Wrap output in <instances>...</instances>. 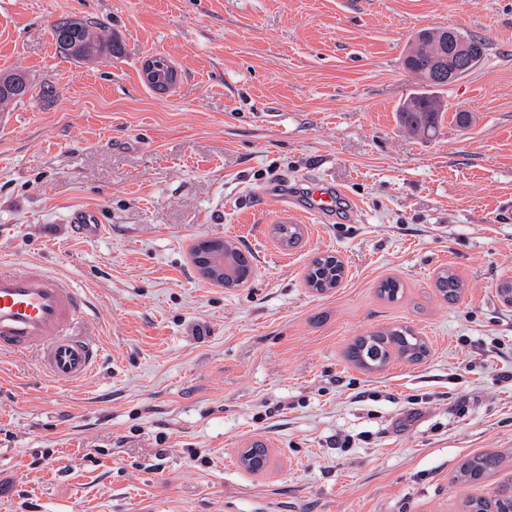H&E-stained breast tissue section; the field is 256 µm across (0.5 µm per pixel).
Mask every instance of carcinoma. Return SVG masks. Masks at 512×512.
Wrapping results in <instances>:
<instances>
[{"instance_id": "obj_1", "label": "carcinoma", "mask_w": 512, "mask_h": 512, "mask_svg": "<svg viewBox=\"0 0 512 512\" xmlns=\"http://www.w3.org/2000/svg\"><path fill=\"white\" fill-rule=\"evenodd\" d=\"M459 43L471 51L473 64H478L485 56L487 43L475 36L454 30ZM52 36L58 51L77 62L93 63L121 53V44L105 36L98 24L85 18L66 17L52 25ZM450 47L437 37L425 39L418 51L404 59L410 74L419 68L427 67L436 57L449 54ZM0 82L5 91H0V105L23 100L33 89L29 76L24 72L12 71L0 74ZM448 104L441 98L428 95H414L397 110V121L408 135L418 139H428L436 133ZM274 232L285 247L295 245L300 237L297 224H277ZM243 268V278L251 276V265L245 260L238 247L231 241H224V268ZM342 262L334 255H321L310 264L306 281L309 287L323 293L337 287L342 280ZM436 288L445 299H453L462 289L459 277L446 269L438 274ZM402 293L401 283L393 278L381 281L378 285L380 297L394 301ZM424 341L414 335L408 327H396L373 333L357 339L349 355L356 364L366 370L386 365L391 356L407 361H418L424 357ZM242 463L251 471H261L267 465V455L263 446L255 444L241 457ZM503 463L500 453H480L462 461L454 474L453 484L462 488L483 482L499 472ZM463 512H512V479L490 488L486 496L467 495L462 500Z\"/></svg>"}]
</instances>
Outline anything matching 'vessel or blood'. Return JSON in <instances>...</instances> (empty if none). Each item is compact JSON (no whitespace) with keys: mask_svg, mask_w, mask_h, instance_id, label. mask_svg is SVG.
I'll use <instances>...</instances> for the list:
<instances>
[{"mask_svg":"<svg viewBox=\"0 0 512 512\" xmlns=\"http://www.w3.org/2000/svg\"><path fill=\"white\" fill-rule=\"evenodd\" d=\"M323 184L303 193L300 214L335 211ZM90 300L66 278L31 265L0 262V355L30 353L49 378L78 383L97 367L101 347L87 322Z\"/></svg>","mask_w":512,"mask_h":512,"instance_id":"obj_1","label":"vessel or blood"}]
</instances>
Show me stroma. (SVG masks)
I'll return each mask as SVG.
<instances>
[{"instance_id": "obj_1", "label": "stroma", "mask_w": 512, "mask_h": 512, "mask_svg": "<svg viewBox=\"0 0 512 512\" xmlns=\"http://www.w3.org/2000/svg\"><path fill=\"white\" fill-rule=\"evenodd\" d=\"M66 16L123 53L66 58ZM427 27L488 50L438 89L450 110L421 140L396 109ZM151 55L176 66L169 90L142 81ZM16 68L36 90L0 132V260L88 290L102 365L68 384L0 358V512H462L486 491L453 484L463 459L502 453L512 478V0H0ZM318 178L335 215L281 247V204ZM83 209L101 234L66 223ZM202 240L248 250L249 282L203 278ZM323 254L345 275L320 294L305 273ZM444 269L457 300L434 288ZM397 325L425 359L347 360ZM255 441L260 473L240 462Z\"/></svg>"}]
</instances>
